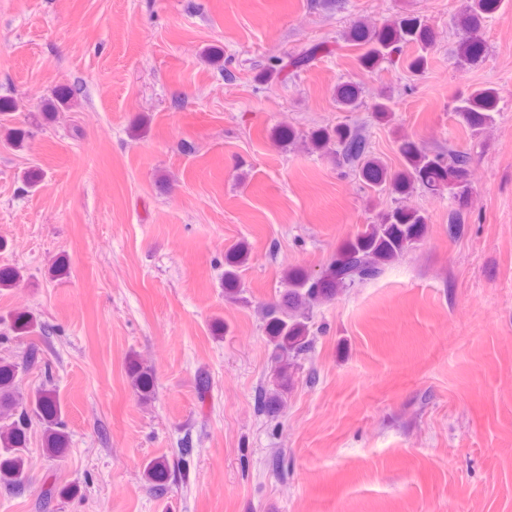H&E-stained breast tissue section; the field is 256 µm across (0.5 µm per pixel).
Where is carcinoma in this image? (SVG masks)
Instances as JSON below:
<instances>
[{
  "instance_id": "1",
  "label": "carcinoma",
  "mask_w": 512,
  "mask_h": 512,
  "mask_svg": "<svg viewBox=\"0 0 512 512\" xmlns=\"http://www.w3.org/2000/svg\"><path fill=\"white\" fill-rule=\"evenodd\" d=\"M502 5V0H466L458 19L465 31L455 49L456 57L475 64L484 53L480 32L485 20ZM346 40L358 47V61L366 67H375L402 54L404 47L415 45L420 53L410 58L408 69L419 72L427 66L425 49L433 41L432 30L418 17H405L379 30L354 24ZM361 92L357 85L344 83L336 89V102L343 112H354L360 107ZM499 103V92L493 86L476 88L458 99L454 111L475 138L494 120ZM313 149L321 152L334 150L355 168L361 180L375 191L390 190L391 206L374 224L358 230L336 254V258L321 272L312 274L304 269H290L282 278L284 288L280 298L265 304L260 311L263 330L271 349L270 359L278 380V389L258 391L256 405L260 412L274 418L282 404V393L288 389L291 374L298 360L312 344L311 308L322 301H330L348 288H354L377 279L385 267L397 261L419 241L425 231L427 218L423 211L401 205L399 198L414 186L436 195L448 191L453 199H462L469 192L468 166L471 154L450 149L431 152L410 140L399 145L404 167L389 171L380 161L370 157L369 143L362 131L349 124L339 123L320 129L309 136ZM249 259L246 243H239L226 258L224 267V297L233 302L244 300L239 288V269ZM10 331L15 339L25 344L22 362L11 357H0V486L8 491L21 487L26 477V448L28 431L32 424L42 429L45 451L56 456L69 445V433L57 390L51 381L23 392L17 385L21 367L31 368L41 363L37 339L46 333L29 312L13 315ZM131 385L139 397L149 400L154 392V376L150 368L133 362L129 368ZM145 477L157 489L165 487L168 465L163 458L150 460L144 469Z\"/></svg>"
}]
</instances>
